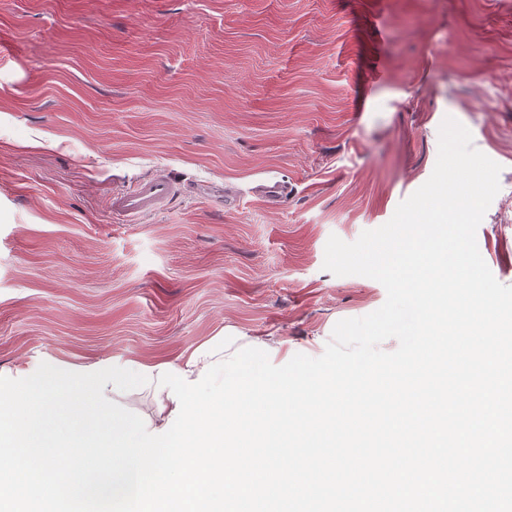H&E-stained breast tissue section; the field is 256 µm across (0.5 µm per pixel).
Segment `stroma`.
<instances>
[{
  "label": "stroma",
  "mask_w": 512,
  "mask_h": 512,
  "mask_svg": "<svg viewBox=\"0 0 512 512\" xmlns=\"http://www.w3.org/2000/svg\"><path fill=\"white\" fill-rule=\"evenodd\" d=\"M448 116L502 167L476 240L512 286V0H0V376L222 331L321 356L386 300L324 270L330 235L392 218ZM159 173L182 197L117 220ZM181 192L180 184L171 176L155 174L134 187L112 195V213L127 221L163 213ZM258 196L270 204H276L288 196V186L275 178L265 179L257 186Z\"/></svg>",
  "instance_id": "obj_1"
}]
</instances>
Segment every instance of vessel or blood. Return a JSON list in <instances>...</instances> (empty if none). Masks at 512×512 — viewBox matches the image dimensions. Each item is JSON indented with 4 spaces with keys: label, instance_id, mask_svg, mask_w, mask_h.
Segmentation results:
<instances>
[{
    "label": "vessel or blood",
    "instance_id": "vessel-or-blood-1",
    "mask_svg": "<svg viewBox=\"0 0 512 512\" xmlns=\"http://www.w3.org/2000/svg\"><path fill=\"white\" fill-rule=\"evenodd\" d=\"M180 192L181 186L174 178L155 174L130 189L113 194L112 212L128 221L160 214Z\"/></svg>",
    "mask_w": 512,
    "mask_h": 512
}]
</instances>
